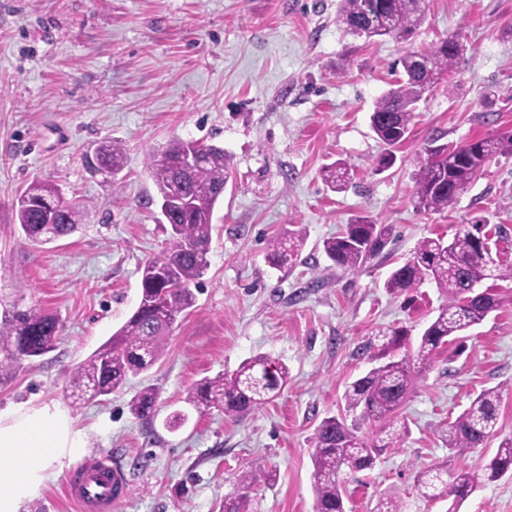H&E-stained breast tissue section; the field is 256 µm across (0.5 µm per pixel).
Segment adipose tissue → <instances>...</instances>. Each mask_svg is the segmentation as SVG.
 Masks as SVG:
<instances>
[{"instance_id":"adipose-tissue-1","label":"adipose tissue","mask_w":512,"mask_h":512,"mask_svg":"<svg viewBox=\"0 0 512 512\" xmlns=\"http://www.w3.org/2000/svg\"><path fill=\"white\" fill-rule=\"evenodd\" d=\"M84 453L82 435L62 405L0 412V512H22L26 501Z\"/></svg>"}]
</instances>
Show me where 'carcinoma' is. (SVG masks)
Listing matches in <instances>:
<instances>
[{"label":"carcinoma","mask_w":512,"mask_h":512,"mask_svg":"<svg viewBox=\"0 0 512 512\" xmlns=\"http://www.w3.org/2000/svg\"><path fill=\"white\" fill-rule=\"evenodd\" d=\"M423 0H339V22L357 37H391L406 42L423 21ZM462 52L459 41L450 36L419 50H407L400 59L404 77L385 92L370 113V127L390 149L407 138L418 104L435 87L439 77L456 66ZM197 145L193 140L170 141L158 159L148 156L147 167L157 190L160 209L169 226L170 246L146 262L141 270L140 300L128 320L84 363L69 380L68 394L80 405L106 397L123 386L131 376L152 369L166 351L167 339L178 318L195 304L190 285L208 267L213 215L227 183L224 148L206 145L202 165L180 174L173 162ZM416 178V205L425 211L441 212L456 204L476 175L498 155L512 154V134L496 138L477 137L446 150L431 146ZM95 155L100 169L115 174L124 165L120 145L105 142ZM346 164L325 167L323 177L333 189L348 181ZM17 224L32 242L47 241L76 231L84 210L76 202L64 201L58 188L33 181L13 203ZM486 225L461 224L452 238L422 239L411 257L395 268L385 288L402 295L426 280L441 289L444 302L417 342L401 330L385 334V342L369 354L375 363L366 374L351 382L344 400L351 412L379 423L370 439L357 434L354 424L327 417L313 437L312 484L314 512H345L342 470L362 471L375 467L389 449L401 447L410 429L398 410L439 351L466 329L481 323L498 307L487 293H473L484 279L512 280V265L500 264L491 256ZM392 227L359 216L337 235L323 241V252L333 264L357 271L383 253L391 243ZM305 245L302 234L290 232L274 238L269 246L273 264L293 266ZM58 320L49 313L15 307L0 315V381L8 379L26 360L55 348ZM404 351L403 358L395 353ZM288 384V368L264 356L242 362L232 372L205 377L196 383L187 403L195 409L215 408L227 417L254 411L276 397ZM501 389L477 395L454 420H443L435 432L448 448V455L419 471L415 486L426 500L448 502V512H460L464 501L488 482L512 472V437L501 440L494 457L482 470L457 465L471 448H478L495 436ZM155 395L148 389L130 405L131 413L143 417L154 411ZM277 471L263 470L242 481V492L224 501V512H248L249 489L256 482L272 483ZM375 512H402L401 498L389 493L377 502Z\"/></svg>","instance_id":"cac0c4a2"}]
</instances>
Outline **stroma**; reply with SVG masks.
I'll list each match as a JSON object with an SVG mask.
<instances>
[{
  "label": "stroma",
  "mask_w": 512,
  "mask_h": 512,
  "mask_svg": "<svg viewBox=\"0 0 512 512\" xmlns=\"http://www.w3.org/2000/svg\"><path fill=\"white\" fill-rule=\"evenodd\" d=\"M339 0H0V312L34 307L55 315V349L0 382V410L55 402L83 434L86 458L107 456L125 492L112 512H222L245 476L249 512H313L312 437L344 417L347 385L370 362L361 347L397 327L418 338L444 298L432 282L397 296L390 273L425 237L453 236L486 220L491 255L512 264V156L493 159L453 208L416 206L415 182L432 141L455 145L512 131V0H425L409 42L365 40L336 22ZM454 36L463 46L419 105L388 168L369 125L375 100L402 75L407 48ZM224 149L228 180L218 203L210 266L194 286L151 370L117 392L70 406L75 368L138 304L141 268L169 245L153 199L148 154L173 139ZM124 150L114 178L90 174L100 142ZM350 167L330 189L322 169ZM79 200L80 228L50 242L18 232L12 204L33 180ZM359 216L391 225L383 254L351 272L322 243ZM291 230L306 245L292 269L273 267L268 243ZM498 310L445 346L400 410L410 428L376 467L346 476L347 512H373L397 493L404 512H446L421 498L415 471L447 455L435 434L482 390L501 388L499 435L461 459L484 468L512 436V280L482 281ZM265 356L285 364L287 387L263 408L231 419L185 400L205 377ZM154 416L131 414L144 389ZM183 409L178 431L166 416ZM460 512H512V476L487 484ZM277 479V470H261L258 473H253L242 481V492L233 499L224 501V512H249V489L256 482L263 481L265 483L275 482Z\"/></svg>",
  "instance_id": "35a3bbf8"
}]
</instances>
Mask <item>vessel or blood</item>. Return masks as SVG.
Here are the masks:
<instances>
[{
    "label": "vessel or blood",
    "instance_id": "obj_1",
    "mask_svg": "<svg viewBox=\"0 0 512 512\" xmlns=\"http://www.w3.org/2000/svg\"><path fill=\"white\" fill-rule=\"evenodd\" d=\"M122 485L118 470L106 465H85L81 468L80 477L67 479L65 489L79 512H112L115 491Z\"/></svg>",
    "mask_w": 512,
    "mask_h": 512
}]
</instances>
